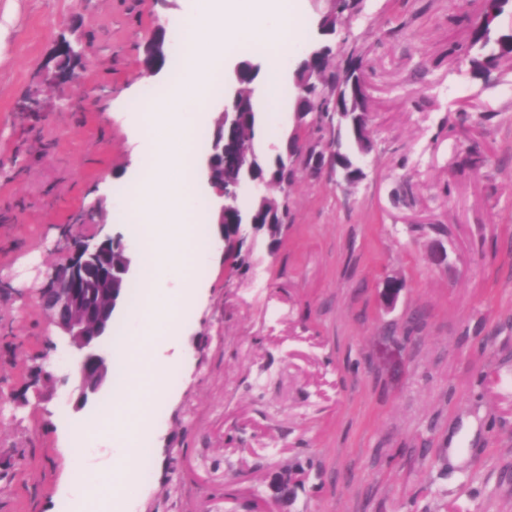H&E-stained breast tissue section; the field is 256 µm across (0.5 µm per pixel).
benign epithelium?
Returning a JSON list of instances; mask_svg holds the SVG:
<instances>
[{"instance_id":"7a95c632","label":"benign epithelium","mask_w":512,"mask_h":512,"mask_svg":"<svg viewBox=\"0 0 512 512\" xmlns=\"http://www.w3.org/2000/svg\"><path fill=\"white\" fill-rule=\"evenodd\" d=\"M83 45L76 50L64 41L57 48L60 66L56 77L80 84L74 62L88 55ZM201 176L222 198L219 223L232 208L247 183L213 177L210 160H205ZM133 273L132 257L123 237H107L98 243H79L76 254L58 263L41 289L42 303L52 323L77 351L79 361L74 377L76 405L85 404L98 394L107 375V357L102 349L109 336L114 316L123 303L122 285Z\"/></svg>"}]
</instances>
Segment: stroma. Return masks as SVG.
<instances>
[{
	"instance_id": "stroma-1",
	"label": "stroma",
	"mask_w": 512,
	"mask_h": 512,
	"mask_svg": "<svg viewBox=\"0 0 512 512\" xmlns=\"http://www.w3.org/2000/svg\"><path fill=\"white\" fill-rule=\"evenodd\" d=\"M201 5L0 0V512H55L54 421L99 405L65 402L75 353L38 291L73 240L119 235L139 255L128 109L178 65L169 37L146 67L150 33ZM482 6L364 0L341 30L336 57L361 54L370 88L366 176H299L279 246L257 237L247 275L227 277L214 238L192 313L153 345L180 349L183 373L155 406L134 512H254L279 474L295 481L286 512H512V63L486 80L462 64ZM65 40L93 49L75 64L92 101L55 77ZM293 109L277 99L255 150L291 134ZM471 147L484 167L464 163ZM391 277L406 286L390 306Z\"/></svg>"
}]
</instances>
